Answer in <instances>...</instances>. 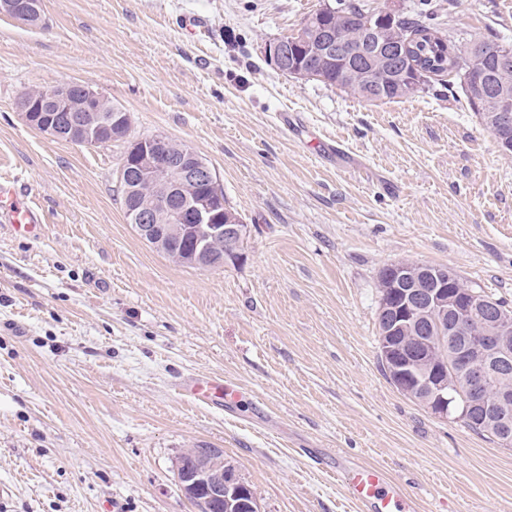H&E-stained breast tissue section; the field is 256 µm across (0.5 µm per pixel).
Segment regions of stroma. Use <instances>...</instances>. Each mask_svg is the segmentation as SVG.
Segmentation results:
<instances>
[{
    "mask_svg": "<svg viewBox=\"0 0 512 512\" xmlns=\"http://www.w3.org/2000/svg\"><path fill=\"white\" fill-rule=\"evenodd\" d=\"M327 2L43 0L41 29L0 16V171L45 220L35 240L0 223V512H198L176 466L200 444L258 512H362L331 472L363 463L418 512H512V448L386 379L376 288L385 265L420 261L512 305V155L443 80L371 103L275 71L265 43ZM360 3L426 13L461 46L512 44V0ZM63 80L126 111L128 138L84 148L26 126L19 95ZM152 134L215 171L250 228L240 262L174 263L128 224L119 165ZM189 374L242 397L194 407L175 391Z\"/></svg>",
    "mask_w": 512,
    "mask_h": 512,
    "instance_id": "obj_1",
    "label": "stroma"
}]
</instances>
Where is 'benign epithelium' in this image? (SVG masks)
I'll return each instance as SVG.
<instances>
[{"instance_id":"benign-epithelium-1","label":"benign epithelium","mask_w":512,"mask_h":512,"mask_svg":"<svg viewBox=\"0 0 512 512\" xmlns=\"http://www.w3.org/2000/svg\"><path fill=\"white\" fill-rule=\"evenodd\" d=\"M41 0H23L21 3H3L0 11L20 21L41 14ZM390 20L387 13H362L363 36L353 44L338 41L332 32L325 31L321 39L309 35L308 27L298 33L267 43L264 54L282 75L296 79L313 76L311 68L301 61L299 51L306 44H314L312 58L329 61L343 58L350 63V73L364 80V94L376 98V76L391 74L398 81H406L407 70L401 61L395 43L378 36ZM83 100L88 118L77 119L71 114L68 94L56 89L41 102L20 101L17 111L30 128L61 139L73 145H86L114 134L113 127L126 124L127 116L100 110L101 93L92 83H73ZM472 96L477 106L475 115L481 124L494 123V139L499 150L512 155V101L503 92L496 101V111H483L486 95L482 79H476ZM169 140L155 134L135 140L123 158L118 174L125 196H130V182L140 177L162 185L163 192L153 204L127 210L129 223L146 243L162 247L171 236L168 224L157 222L158 214H168L172 223L181 225V236L191 235L194 247L175 258L197 267L216 265L210 244L222 239L230 252L224 263H237L243 258L241 246L248 235V225L240 215L224 210V192L216 173L196 154L169 150ZM193 184L203 188L196 195L183 192ZM457 273L450 268L401 267L388 276V286L379 301L377 320L381 326V355L391 383L405 396L420 402L436 417L448 420L459 416L495 433L500 445L512 446V422L504 411L512 408V388L500 391L491 400L483 394V387L492 375L512 366V317L498 312L480 292L457 293L453 284ZM427 312L441 316L451 315L448 336L455 344L452 368L447 369L434 358L432 344L427 337L413 336L399 340ZM462 378L468 388L461 399L456 378ZM179 486L194 494L210 510L212 502L224 504V512H241L247 508L258 512L256 497L249 484L235 468L224 461V450L206 448L189 462H181L176 469Z\"/></svg>"}]
</instances>
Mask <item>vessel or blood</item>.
<instances>
[{
	"label": "vessel or blood",
	"mask_w": 512,
	"mask_h": 512,
	"mask_svg": "<svg viewBox=\"0 0 512 512\" xmlns=\"http://www.w3.org/2000/svg\"><path fill=\"white\" fill-rule=\"evenodd\" d=\"M0 220L17 234L36 236L43 229L38 206L19 196L13 181L1 175ZM176 388L188 402L204 408H220L225 402L240 398L239 391L220 377L188 376L181 378ZM340 478L350 498L370 512H416L415 502L395 487L378 467L361 465L343 471Z\"/></svg>",
	"instance_id": "1"
}]
</instances>
